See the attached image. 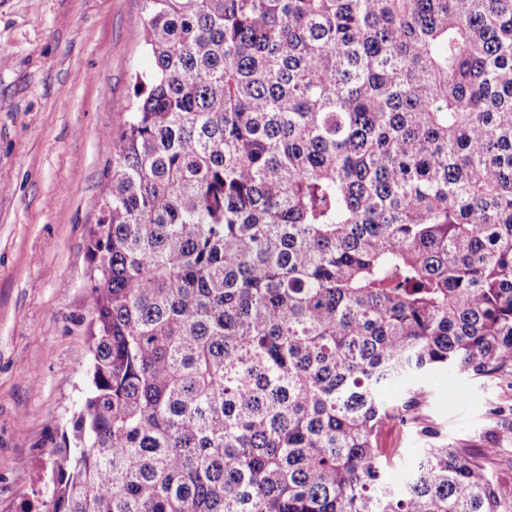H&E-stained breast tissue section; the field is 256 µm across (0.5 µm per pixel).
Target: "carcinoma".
I'll return each instance as SVG.
<instances>
[{
    "instance_id": "obj_1",
    "label": "carcinoma",
    "mask_w": 512,
    "mask_h": 512,
    "mask_svg": "<svg viewBox=\"0 0 512 512\" xmlns=\"http://www.w3.org/2000/svg\"><path fill=\"white\" fill-rule=\"evenodd\" d=\"M138 24L43 512H512L492 448L432 445L395 486L380 447L423 374L512 368V0H143Z\"/></svg>"
}]
</instances>
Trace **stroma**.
<instances>
[{
  "label": "stroma",
  "mask_w": 512,
  "mask_h": 512,
  "mask_svg": "<svg viewBox=\"0 0 512 512\" xmlns=\"http://www.w3.org/2000/svg\"><path fill=\"white\" fill-rule=\"evenodd\" d=\"M142 0H0V512H39L88 389L87 245L136 73ZM381 437L400 483L420 449H492L512 475V372L427 373ZM500 409L491 417V409ZM436 439L423 437V430Z\"/></svg>",
  "instance_id": "stroma-1"
}]
</instances>
